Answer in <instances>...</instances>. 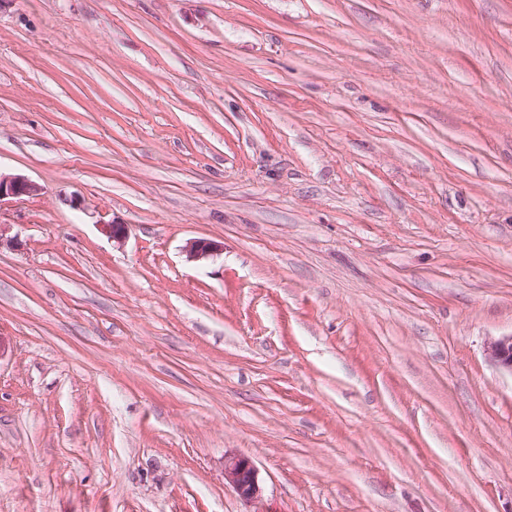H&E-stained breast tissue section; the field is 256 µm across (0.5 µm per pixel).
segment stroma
I'll return each instance as SVG.
<instances>
[{
	"instance_id": "35a3bbf8",
	"label": "stroma",
	"mask_w": 512,
	"mask_h": 512,
	"mask_svg": "<svg viewBox=\"0 0 512 512\" xmlns=\"http://www.w3.org/2000/svg\"><path fill=\"white\" fill-rule=\"evenodd\" d=\"M0 173V512H512V0H12ZM39 191V186L24 176H2L0 173V205L29 198L37 195ZM486 356L496 368L512 375V334L491 341L487 345ZM224 481L229 483L246 502H252L259 497L257 471L251 460L246 457H224Z\"/></svg>"
}]
</instances>
